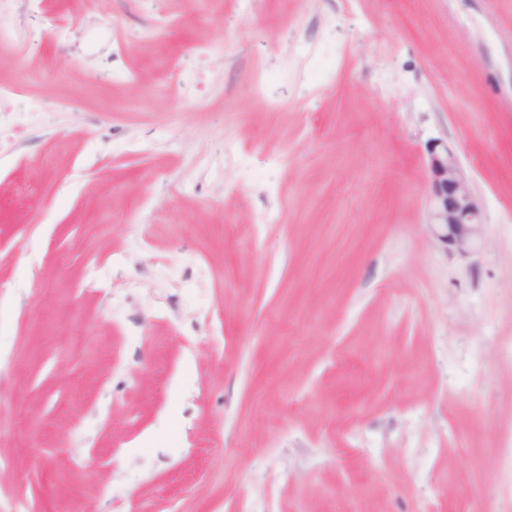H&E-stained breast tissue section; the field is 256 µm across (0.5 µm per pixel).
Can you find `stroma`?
<instances>
[{"instance_id":"obj_1","label":"stroma","mask_w":512,"mask_h":512,"mask_svg":"<svg viewBox=\"0 0 512 512\" xmlns=\"http://www.w3.org/2000/svg\"><path fill=\"white\" fill-rule=\"evenodd\" d=\"M0 512H512V0H0ZM428 159L431 194L427 224L447 252L449 247L460 256H468L480 247L483 238L480 203L448 144L430 145Z\"/></svg>"}]
</instances>
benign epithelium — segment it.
I'll list each match as a JSON object with an SVG mask.
<instances>
[{
	"label": "benign epithelium",
	"instance_id": "7a95c632",
	"mask_svg": "<svg viewBox=\"0 0 512 512\" xmlns=\"http://www.w3.org/2000/svg\"><path fill=\"white\" fill-rule=\"evenodd\" d=\"M431 194L427 224L434 237L461 256L481 245L484 215L455 152L444 143L428 148Z\"/></svg>",
	"mask_w": 512,
	"mask_h": 512
}]
</instances>
